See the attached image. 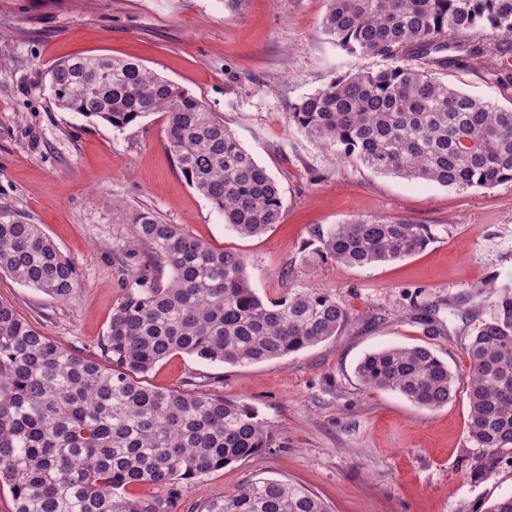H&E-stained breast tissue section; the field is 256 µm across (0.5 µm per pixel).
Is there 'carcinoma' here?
<instances>
[{"label":"carcinoma","mask_w":512,"mask_h":512,"mask_svg":"<svg viewBox=\"0 0 512 512\" xmlns=\"http://www.w3.org/2000/svg\"><path fill=\"white\" fill-rule=\"evenodd\" d=\"M324 32L349 53L378 57L372 71L337 77L300 98L289 122L335 155L376 173L458 191L512 182V108L445 82L463 58L502 54L512 0H327ZM57 108L123 129L166 115L167 142L186 182L237 233L280 223L281 191L224 125L171 80L138 62L76 55L48 71ZM138 239L171 278L141 275L112 313L105 362L63 347L0 300V488L11 512H174L166 497L129 498L139 482L171 486L272 447L253 407L215 393L160 389L147 374L184 353L231 366L282 358L342 332L348 312L313 288L265 301L243 256L214 248L142 212ZM424 224L357 218L315 234V252L345 267L393 262L423 250ZM0 273L68 300L74 263L37 224L0 222ZM476 293L494 307L466 349L467 434L487 450L480 473L512 454V284ZM361 384L402 394L429 410L448 405L455 376L423 345L383 348L357 365ZM205 512H329L299 484L250 481Z\"/></svg>","instance_id":"cac0c4a2"}]
</instances>
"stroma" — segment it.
<instances>
[{"label":"stroma","mask_w":512,"mask_h":512,"mask_svg":"<svg viewBox=\"0 0 512 512\" xmlns=\"http://www.w3.org/2000/svg\"><path fill=\"white\" fill-rule=\"evenodd\" d=\"M326 0H0V222L40 225L74 262L81 286L65 302L0 275V300L57 342L99 355L134 275L167 284L168 270L134 232L152 212L191 236L241 254L257 294L317 288L348 312L343 331L299 353L245 366L177 353L150 385L216 392L254 407L275 445L190 480L141 482L127 496L170 495L176 512L260 478L300 484L330 512H484L512 494V458L483 476L484 451L466 431V344L493 308L475 289L512 283V182L457 192L334 158L288 122L299 98L380 58L347 52L322 28ZM75 54L139 62L223 118L279 183L283 217L243 236L189 186L172 158L163 114L116 130L58 109L48 71ZM446 80L512 107L502 57ZM357 217L428 225L424 251L369 268L313 254L312 234ZM425 345L457 377L437 410L369 391L355 367L368 353Z\"/></svg>","instance_id":"35a3bbf8"}]
</instances>
